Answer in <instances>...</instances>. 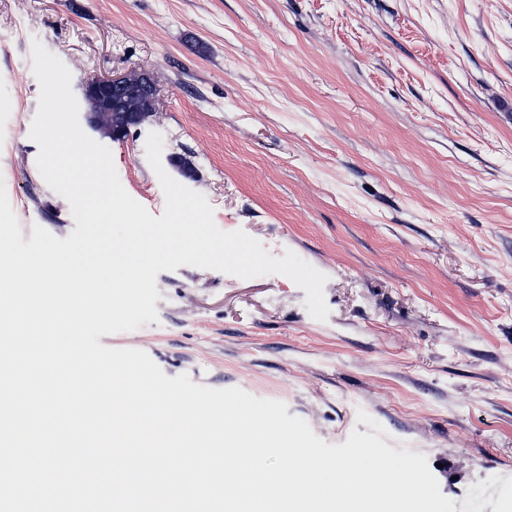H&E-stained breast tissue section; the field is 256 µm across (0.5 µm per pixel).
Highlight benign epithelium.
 Segmentation results:
<instances>
[{
    "mask_svg": "<svg viewBox=\"0 0 512 512\" xmlns=\"http://www.w3.org/2000/svg\"><path fill=\"white\" fill-rule=\"evenodd\" d=\"M156 95L155 82L145 71L130 69L96 78L84 88L86 114L102 136L119 140L154 115Z\"/></svg>",
    "mask_w": 512,
    "mask_h": 512,
    "instance_id": "obj_1",
    "label": "benign epithelium"
}]
</instances>
